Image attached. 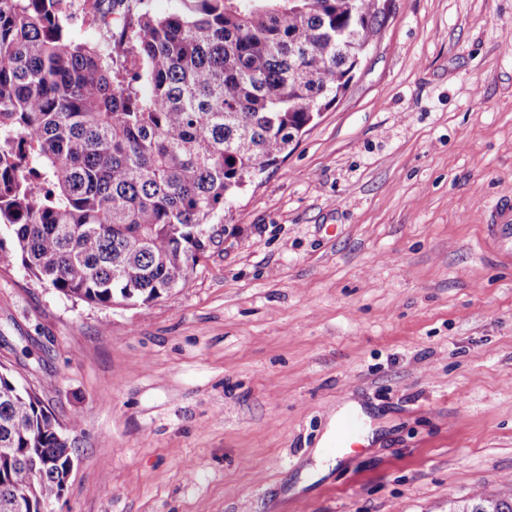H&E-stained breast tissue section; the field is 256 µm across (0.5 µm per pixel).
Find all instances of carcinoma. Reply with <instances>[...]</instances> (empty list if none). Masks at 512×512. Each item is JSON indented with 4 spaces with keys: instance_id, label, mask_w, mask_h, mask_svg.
Masks as SVG:
<instances>
[{
    "instance_id": "obj_1",
    "label": "carcinoma",
    "mask_w": 512,
    "mask_h": 512,
    "mask_svg": "<svg viewBox=\"0 0 512 512\" xmlns=\"http://www.w3.org/2000/svg\"><path fill=\"white\" fill-rule=\"evenodd\" d=\"M0 0V265L88 305L184 286L201 232L345 90L380 0ZM69 432L0 366V512H44ZM456 512H512V485ZM70 29L83 42L96 43L99 40L98 31L80 9L74 12Z\"/></svg>"
}]
</instances>
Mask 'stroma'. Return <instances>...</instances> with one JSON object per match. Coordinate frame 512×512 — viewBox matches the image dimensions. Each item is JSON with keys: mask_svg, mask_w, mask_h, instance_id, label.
<instances>
[{"mask_svg": "<svg viewBox=\"0 0 512 512\" xmlns=\"http://www.w3.org/2000/svg\"><path fill=\"white\" fill-rule=\"evenodd\" d=\"M512 0H389L343 96L101 308L0 267V364L79 420L48 512H449L512 479ZM361 446L316 448L342 408ZM480 227L479 242L485 257L499 265H512V194L497 200L490 223Z\"/></svg>", "mask_w": 512, "mask_h": 512, "instance_id": "1", "label": "stroma"}]
</instances>
